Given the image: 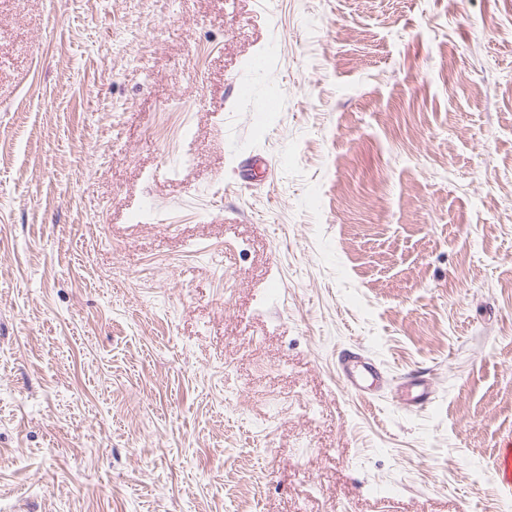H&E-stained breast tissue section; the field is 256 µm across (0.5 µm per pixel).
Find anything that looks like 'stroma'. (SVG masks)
I'll use <instances>...</instances> for the list:
<instances>
[{"label":"stroma","mask_w":512,"mask_h":512,"mask_svg":"<svg viewBox=\"0 0 512 512\" xmlns=\"http://www.w3.org/2000/svg\"><path fill=\"white\" fill-rule=\"evenodd\" d=\"M509 438L512 0H0V512H505ZM340 368L346 378L349 390L355 395L364 396V383L368 376H372L374 364L366 361L359 354L347 353L341 358ZM512 442L508 441L500 445L495 458V471L503 488L511 492L512 488Z\"/></svg>","instance_id":"1"}]
</instances>
